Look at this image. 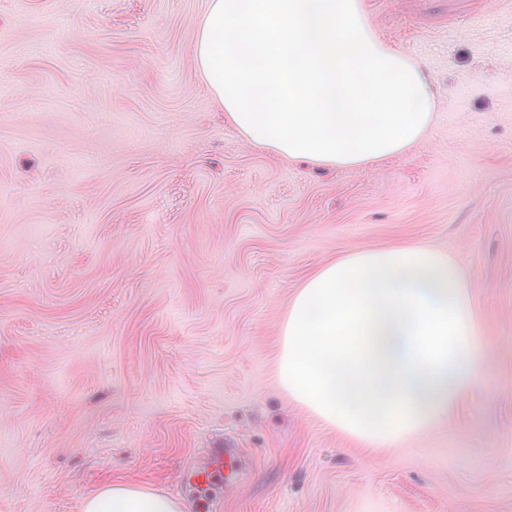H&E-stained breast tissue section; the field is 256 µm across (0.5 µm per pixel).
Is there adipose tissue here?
Listing matches in <instances>:
<instances>
[{"label":"adipose tissue","mask_w":512,"mask_h":512,"mask_svg":"<svg viewBox=\"0 0 512 512\" xmlns=\"http://www.w3.org/2000/svg\"><path fill=\"white\" fill-rule=\"evenodd\" d=\"M225 120L253 146L320 167L408 152L433 123L421 65L375 33L362 0H209L192 47ZM460 261L412 242L313 270L279 326L278 380L323 423L378 450L451 418L486 379ZM82 512H182L109 484Z\"/></svg>","instance_id":"obj_1"}]
</instances>
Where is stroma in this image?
<instances>
[{
	"label": "stroma",
	"mask_w": 512,
	"mask_h": 512,
	"mask_svg": "<svg viewBox=\"0 0 512 512\" xmlns=\"http://www.w3.org/2000/svg\"><path fill=\"white\" fill-rule=\"evenodd\" d=\"M436 94L411 151L320 168L245 143L197 75L208 0H0V512L108 483L184 512H512V0H363ZM459 258L488 377L368 452L290 400L278 323L315 267ZM237 448L231 483L186 484Z\"/></svg>",
	"instance_id": "1"
}]
</instances>
